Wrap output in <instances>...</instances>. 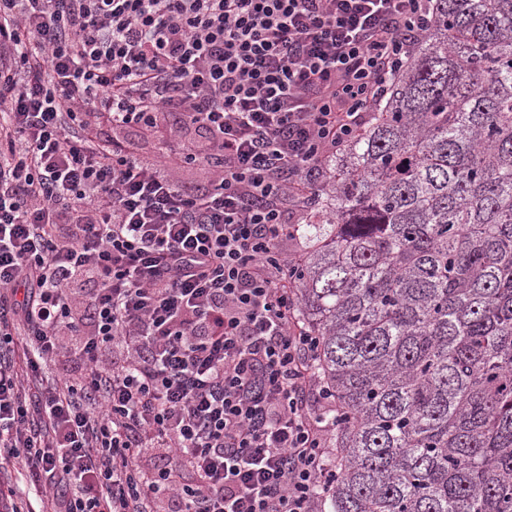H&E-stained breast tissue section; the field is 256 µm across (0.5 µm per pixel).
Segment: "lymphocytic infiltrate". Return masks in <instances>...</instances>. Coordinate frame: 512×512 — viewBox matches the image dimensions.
I'll return each instance as SVG.
<instances>
[{
    "label": "lymphocytic infiltrate",
    "instance_id": "lymphocytic-infiltrate-1",
    "mask_svg": "<svg viewBox=\"0 0 512 512\" xmlns=\"http://www.w3.org/2000/svg\"><path fill=\"white\" fill-rule=\"evenodd\" d=\"M432 15L0 0V470L51 512H319L336 400L286 251Z\"/></svg>",
    "mask_w": 512,
    "mask_h": 512
}]
</instances>
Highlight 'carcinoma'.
Listing matches in <instances>:
<instances>
[{
    "mask_svg": "<svg viewBox=\"0 0 512 512\" xmlns=\"http://www.w3.org/2000/svg\"><path fill=\"white\" fill-rule=\"evenodd\" d=\"M288 265L336 397L320 512H512V0H435Z\"/></svg>",
    "mask_w": 512,
    "mask_h": 512,
    "instance_id": "carcinoma-1",
    "label": "carcinoma"
}]
</instances>
